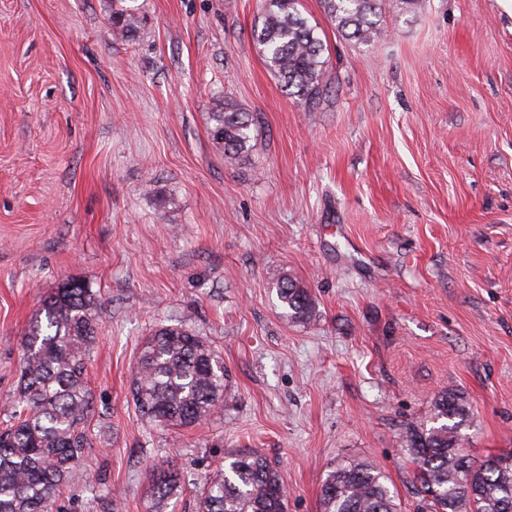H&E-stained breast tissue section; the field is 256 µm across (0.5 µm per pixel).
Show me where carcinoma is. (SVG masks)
<instances>
[{"label": "carcinoma", "mask_w": 512, "mask_h": 512, "mask_svg": "<svg viewBox=\"0 0 512 512\" xmlns=\"http://www.w3.org/2000/svg\"><path fill=\"white\" fill-rule=\"evenodd\" d=\"M382 0H323L324 12L348 39L368 44L380 36ZM300 0H262L254 30L266 66L288 95L311 102L322 93L326 45L318 26L303 16ZM143 15L112 10L123 37ZM214 145L233 162L252 148L257 118L230 102L211 113ZM288 318L315 316L308 289L288 275L274 284ZM94 295L66 284L44 297L24 333L23 358L12 424L0 432V512H52L77 461L90 447L84 422L91 411L87 365L98 338ZM222 357L182 327L161 326L143 342L131 393L141 414L164 426H194L224 401ZM469 402L456 391L439 393L428 420L411 425L407 448L416 465L428 512H512V455L474 461L463 451ZM379 469L351 462L323 480V512H399ZM151 512H168L182 494L180 474L160 464L149 476ZM197 512H288V493L268 459L252 449L230 456L197 498Z\"/></svg>", "instance_id": "cac0c4a2"}]
</instances>
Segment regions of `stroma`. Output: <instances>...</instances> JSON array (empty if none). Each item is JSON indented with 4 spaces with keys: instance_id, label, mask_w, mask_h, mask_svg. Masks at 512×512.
Wrapping results in <instances>:
<instances>
[{
    "instance_id": "35a3bbf8",
    "label": "stroma",
    "mask_w": 512,
    "mask_h": 512,
    "mask_svg": "<svg viewBox=\"0 0 512 512\" xmlns=\"http://www.w3.org/2000/svg\"><path fill=\"white\" fill-rule=\"evenodd\" d=\"M0 0V428L23 334L51 290L100 305L92 440L53 512H148L173 465L174 512L231 454L278 470L288 512H320L337 465L380 468L415 512L406 431L444 390L471 405L470 457L512 453V17L497 0H383L382 34L328 48L325 91L288 96L254 37L260 0ZM257 114L229 163L224 101ZM288 274L315 300L288 320ZM160 325L224 359V405L194 427L141 416L130 387ZM143 15L134 8H112V27L122 37L136 32L143 23ZM151 512H168L169 501L182 494L180 474L171 465L155 466L149 476Z\"/></svg>"
}]
</instances>
